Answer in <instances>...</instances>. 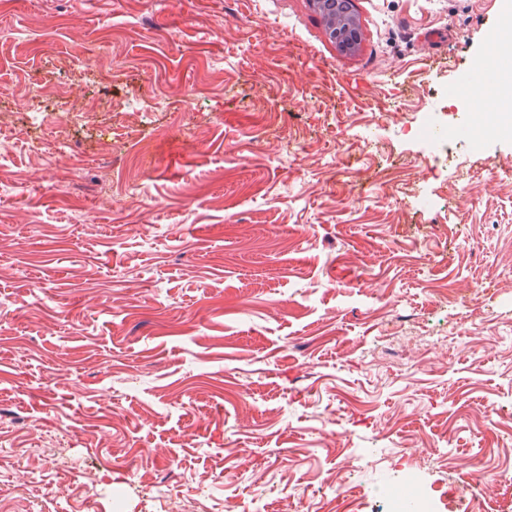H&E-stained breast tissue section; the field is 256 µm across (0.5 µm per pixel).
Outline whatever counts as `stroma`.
Instances as JSON below:
<instances>
[{
	"label": "stroma",
	"instance_id": "obj_1",
	"mask_svg": "<svg viewBox=\"0 0 512 512\" xmlns=\"http://www.w3.org/2000/svg\"><path fill=\"white\" fill-rule=\"evenodd\" d=\"M509 4L0 0V512H512V141L407 134ZM340 3L342 4L340 5ZM328 4H333V10L336 9V12L340 13L345 18L351 19L354 22V24H346L344 28H341V30L337 29L335 32H333L335 41L338 44V46L343 51H348L352 49L360 39V31L357 28L356 20L353 14V2L352 0H330L328 1Z\"/></svg>",
	"mask_w": 512,
	"mask_h": 512
}]
</instances>
